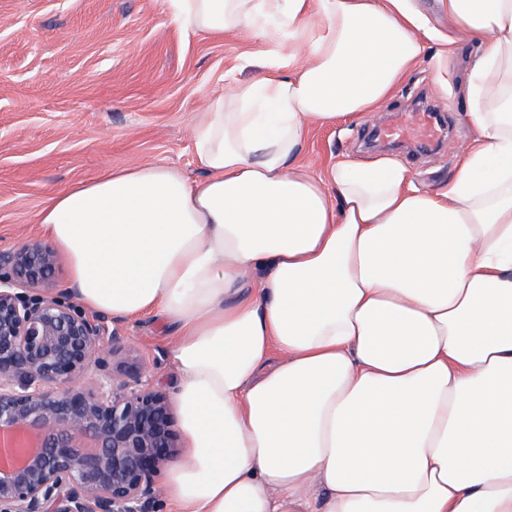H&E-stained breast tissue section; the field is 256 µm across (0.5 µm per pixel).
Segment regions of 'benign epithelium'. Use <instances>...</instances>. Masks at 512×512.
Segmentation results:
<instances>
[{
  "label": "benign epithelium",
  "instance_id": "obj_1",
  "mask_svg": "<svg viewBox=\"0 0 512 512\" xmlns=\"http://www.w3.org/2000/svg\"><path fill=\"white\" fill-rule=\"evenodd\" d=\"M54 249L0 250V512H152L178 460L168 393L115 357L117 331L52 285Z\"/></svg>",
  "mask_w": 512,
  "mask_h": 512
}]
</instances>
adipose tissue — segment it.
Returning a JSON list of instances; mask_svg holds the SVG:
<instances>
[{"label": "adipose tissue", "mask_w": 512, "mask_h": 512, "mask_svg": "<svg viewBox=\"0 0 512 512\" xmlns=\"http://www.w3.org/2000/svg\"><path fill=\"white\" fill-rule=\"evenodd\" d=\"M439 6L478 52L436 188L388 156L302 161L433 43L443 82L453 41L410 0H166L272 45L195 116L200 178L146 162L39 212L68 294L174 330L169 512H512V0Z\"/></svg>", "instance_id": "obj_1"}]
</instances>
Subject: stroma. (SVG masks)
Returning <instances> with one entry per match:
<instances>
[{"label":"stroma","instance_id":"stroma-1","mask_svg":"<svg viewBox=\"0 0 512 512\" xmlns=\"http://www.w3.org/2000/svg\"><path fill=\"white\" fill-rule=\"evenodd\" d=\"M267 50L247 32L221 39L184 32L165 0H0V250L44 241L36 217L49 197L112 170L151 161L199 178L195 112L225 84L253 81ZM475 52L467 40L454 44L447 87L425 63L367 122L311 127L304 162L317 169L382 155L366 132L421 101L449 116L453 130L434 153L394 156L423 186L447 181L473 139L460 85ZM107 323L121 338L127 375L147 371L173 392L176 376L165 358L170 326L155 316Z\"/></svg>","mask_w":512,"mask_h":512}]
</instances>
